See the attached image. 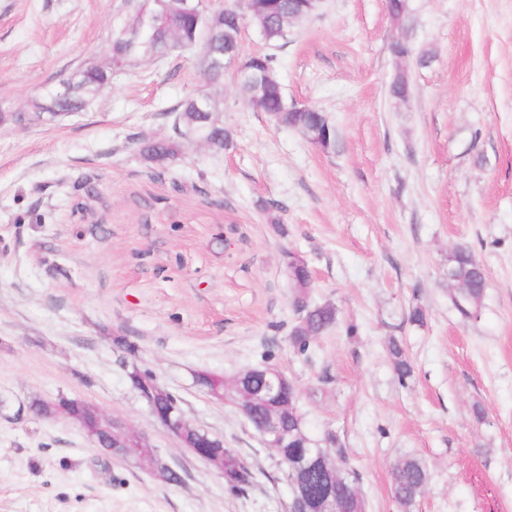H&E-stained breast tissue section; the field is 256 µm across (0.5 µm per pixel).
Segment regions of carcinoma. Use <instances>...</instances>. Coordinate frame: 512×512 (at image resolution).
<instances>
[{
  "label": "carcinoma",
  "mask_w": 512,
  "mask_h": 512,
  "mask_svg": "<svg viewBox=\"0 0 512 512\" xmlns=\"http://www.w3.org/2000/svg\"><path fill=\"white\" fill-rule=\"evenodd\" d=\"M257 27L263 39L269 44H278L288 39L289 27L309 17L301 0H242L239 10H219L204 23L182 11V0H163L159 6L155 0H138L130 19L113 29L109 63L92 64L78 72L74 81L68 84L63 94L49 90L30 104L34 122L53 118L59 113L77 112L87 99L97 94L112 80V66L121 63L129 65L135 61L151 58L154 51L169 49L178 51L184 44L200 43L209 52L220 56L226 50L224 33L239 34L244 18ZM250 59L262 68L270 70L271 81L262 98L254 103L260 111L271 115L279 126H296L308 132L319 131L321 145L328 146L336 138V129L321 111L307 108L298 112H287L282 107L283 91L279 82L275 59L266 53H256ZM197 96L182 100L174 111L177 112L174 127L176 137L158 138L144 142L140 155L149 163L164 170L177 157L184 141H203L204 148L213 154H220L233 147L231 132L222 124L196 107ZM285 271L295 291L300 292L311 285V270L306 261L295 257L294 252L284 253ZM487 285L486 273L472 251L457 246L448 256V297L456 309L465 317L477 309L483 299ZM297 320L292 325L288 342L293 351L301 356L308 354L311 344L319 336L338 324V309L331 302L310 305L305 310H296ZM388 357L400 383L413 375V366L401 340L391 337L387 345ZM274 354L266 351L261 363L241 371L233 380L209 371L193 373L195 385L204 389L210 397L232 405L240 392H245L261 406L273 401L278 406L277 428L285 436L281 447L274 449L278 464L288 481L300 476L304 486V498L313 509L324 496L329 478L320 465L311 463L310 454L322 455L327 466L333 462L346 463V452L337 436L326 434L328 448H313L312 439L304 416L294 407L296 395L288 390V384L277 383L269 372L276 370L272 364ZM127 376L138 394L147 393L146 387L155 381L154 372L133 360L128 363ZM150 411L164 416L174 404L181 400L168 390L154 391L145 400ZM223 474L224 489L233 495L243 493L255 480V473L248 462L232 448H224ZM428 468L416 457L399 460L391 472V490L401 512H412L417 498L421 496L428 482ZM345 506V512H364L365 504L360 493V475L348 469L344 478L336 483V506Z\"/></svg>",
  "instance_id": "1"
}]
</instances>
